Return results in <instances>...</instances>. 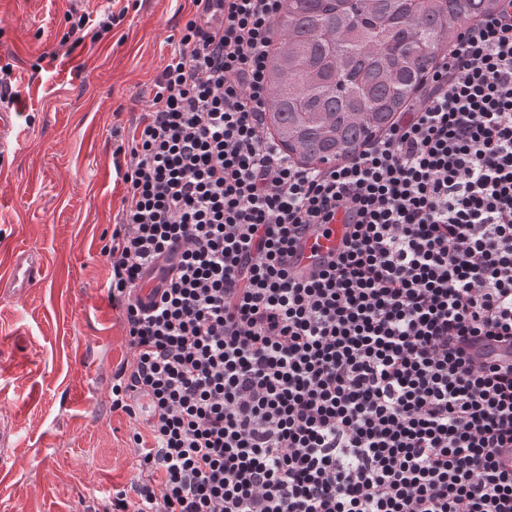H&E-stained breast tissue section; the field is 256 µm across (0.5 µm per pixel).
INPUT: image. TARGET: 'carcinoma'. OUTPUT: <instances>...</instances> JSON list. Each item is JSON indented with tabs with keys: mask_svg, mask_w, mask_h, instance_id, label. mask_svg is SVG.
Masks as SVG:
<instances>
[{
	"mask_svg": "<svg viewBox=\"0 0 512 512\" xmlns=\"http://www.w3.org/2000/svg\"><path fill=\"white\" fill-rule=\"evenodd\" d=\"M288 0L282 24L288 52V91L277 110L293 119L298 143L349 153L350 118L367 123L366 138L407 106L422 80L419 61L436 33L432 25L481 10L486 0ZM413 34L405 36L407 29Z\"/></svg>",
	"mask_w": 512,
	"mask_h": 512,
	"instance_id": "cac0c4a2",
	"label": "carcinoma"
}]
</instances>
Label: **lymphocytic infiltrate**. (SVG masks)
<instances>
[{
    "label": "lymphocytic infiltrate",
    "instance_id": "f902f5d3",
    "mask_svg": "<svg viewBox=\"0 0 512 512\" xmlns=\"http://www.w3.org/2000/svg\"><path fill=\"white\" fill-rule=\"evenodd\" d=\"M190 2L102 248L131 352L112 407L145 428L93 512H512V362L468 351L512 347V0L314 173L264 120L280 0ZM340 209L344 248L293 278ZM350 214L338 210L332 224H317L296 243L289 258L290 272L304 280L323 269L342 249L349 231ZM472 354L482 362L493 363L498 360H510L511 350L501 347L493 341L483 340L479 342L473 349Z\"/></svg>",
    "mask_w": 512,
    "mask_h": 512
}]
</instances>
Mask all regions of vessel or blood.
Returning a JSON list of instances; mask_svg holds the SVG:
<instances>
[{
    "mask_svg": "<svg viewBox=\"0 0 512 512\" xmlns=\"http://www.w3.org/2000/svg\"><path fill=\"white\" fill-rule=\"evenodd\" d=\"M18 114L11 107L0 105V150L8 149L15 137ZM350 214L340 210L329 224H317L296 243L289 258L290 272L295 279L304 280L323 269L342 249L349 231ZM44 257L34 248L12 254L6 279L0 288H11L14 297H21L41 280ZM474 357L493 363L512 357V351L492 341H481L472 350Z\"/></svg>",
    "mask_w": 512,
    "mask_h": 512,
    "instance_id": "obj_1",
    "label": "vessel or blood"
}]
</instances>
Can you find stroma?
<instances>
[{
	"mask_svg": "<svg viewBox=\"0 0 512 512\" xmlns=\"http://www.w3.org/2000/svg\"><path fill=\"white\" fill-rule=\"evenodd\" d=\"M185 0H118L127 14L73 44L71 7L107 0H0V67L21 116L0 156V258L40 249L45 279L0 295V512H87L129 488L135 422L112 408L130 353L101 249L125 185L114 152L191 17Z\"/></svg>",
	"mask_w": 512,
	"mask_h": 512,
	"instance_id": "obj_1",
	"label": "stroma"
}]
</instances>
